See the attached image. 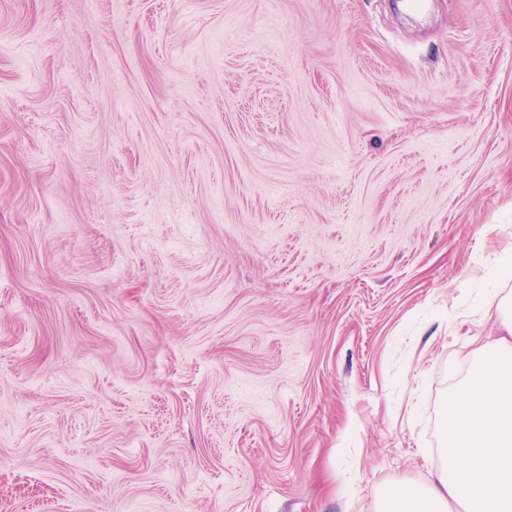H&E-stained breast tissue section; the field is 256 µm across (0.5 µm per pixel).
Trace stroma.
Masks as SVG:
<instances>
[{
  "instance_id": "1",
  "label": "stroma",
  "mask_w": 512,
  "mask_h": 512,
  "mask_svg": "<svg viewBox=\"0 0 512 512\" xmlns=\"http://www.w3.org/2000/svg\"><path fill=\"white\" fill-rule=\"evenodd\" d=\"M512 254V0H0V512H383Z\"/></svg>"
}]
</instances>
